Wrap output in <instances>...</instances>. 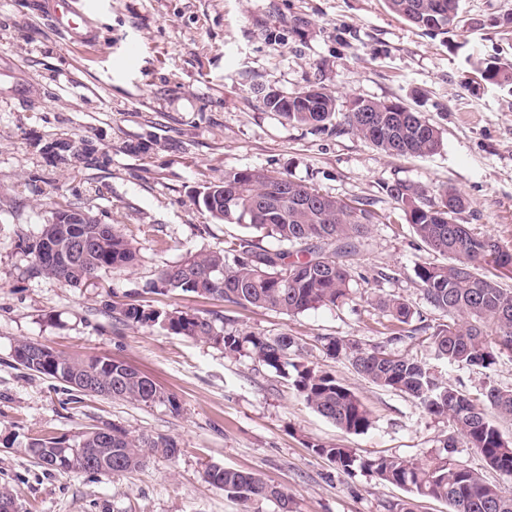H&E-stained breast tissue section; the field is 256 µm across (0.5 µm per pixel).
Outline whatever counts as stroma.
Segmentation results:
<instances>
[{
	"mask_svg": "<svg viewBox=\"0 0 512 512\" xmlns=\"http://www.w3.org/2000/svg\"><path fill=\"white\" fill-rule=\"evenodd\" d=\"M85 22L61 31L51 0H0V487L18 512H243L204 478L208 465L256 471L288 490L293 512H448L445 502L337 472L311 445L343 443L365 458L422 459L452 432L406 394L377 386L327 336L425 360L474 395L512 389V354L489 370L436 359L427 328L444 323L423 298L416 264L430 252L386 195V185L450 186L469 202L461 223L512 248V92L486 81L485 63L512 69V0H460V26L428 34L383 0H75ZM325 87L353 99L399 101L436 125L443 145L423 158L390 157L355 133L285 122L261 91ZM287 173L341 199L371 202L374 224L350 300L295 315L217 298L154 292L161 269L249 236L194 203L230 170ZM81 208L132 237L136 260L78 287L35 273L29 244L55 212ZM397 297L414 310L412 335L392 340L375 306ZM136 302L208 312L225 331L295 336L304 360L350 386L371 413L344 435L310 408L291 379L245 355L160 327L123 324ZM38 342L76 358L107 356L173 394L178 411L102 396L29 371L15 346ZM116 425L173 439L178 457L149 455L121 474L58 473L28 453L30 437L70 438Z\"/></svg>",
	"mask_w": 512,
	"mask_h": 512,
	"instance_id": "35a3bbf8",
	"label": "stroma"
}]
</instances>
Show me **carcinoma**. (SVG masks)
Returning <instances> with one entry per match:
<instances>
[{
	"mask_svg": "<svg viewBox=\"0 0 512 512\" xmlns=\"http://www.w3.org/2000/svg\"><path fill=\"white\" fill-rule=\"evenodd\" d=\"M448 13L459 12V0H385L389 11L418 29L448 32V25L436 23L434 6ZM265 106L289 123L316 129L334 124L370 141L391 157L415 158L436 154L442 147L438 127L421 112L409 108L400 112L402 121L392 125L383 101H366V112H345L336 121V100L326 88L314 95L300 91L283 101L271 93ZM387 195L399 206L415 234L428 250L444 255L448 263H419L414 273L424 300L444 313L448 322L433 328L426 337L434 355L448 363L465 362L491 369L499 354L512 352V288L503 287L496 270L512 266V249L492 235H476L457 223L466 210V198L453 187L429 188L396 182L386 185ZM454 210L436 216L435 207L446 201ZM200 209L212 219L242 224L271 238L265 247L260 240L235 238L224 248L191 255L163 268L153 289L160 292L196 293L219 298L238 306H253L299 314L321 306H335L351 294L353 271L342 258L356 254L369 226L386 216L369 208V203L347 202L325 195L314 186L296 181L288 174L270 175L260 169L224 173V181L211 183L197 195ZM86 235L95 239L85 253H71V238ZM56 245L66 262L45 266L41 262L44 241ZM34 269L65 286L76 287L108 269H120L135 260L136 250L126 235L112 224L92 218L89 224H47L29 246ZM376 305L393 322L410 323L411 306L396 297L381 296ZM119 320L132 325H158L168 333L212 342L227 355L246 354L259 365L277 373L293 368L292 385L320 416L346 435H361L372 425L369 410L341 380L300 360L295 338L282 333L268 338L255 332L227 333L216 318L200 312L161 311L139 303L119 310ZM324 353L345 358L358 373L374 384L403 392L419 401L427 413L448 418L454 435L442 450L424 461L378 457L364 459L345 444L310 443L309 447L338 471L351 475L365 470L379 481L407 488L419 495L448 502L450 512H512V498L502 496L466 464L453 458L463 445L475 450L490 468L512 476V443L505 440L490 418L494 412L512 417V390L495 386L472 397L448 384L429 365L416 357L398 355L377 346L368 349L357 340L328 337ZM15 361L25 369L69 381L87 377L98 381L99 395L143 404L164 405L176 411V398L148 376L130 365L107 357L78 359L62 352L44 354L30 341L14 349ZM102 427H88L74 443L81 448H102ZM112 473L140 466L149 453L178 457L181 449L174 440L129 435L112 425ZM62 439L37 435L28 448L38 463L58 472L82 471L81 465L55 467L52 460ZM206 480L224 490L244 507L271 501L278 512H293L292 498L283 488L267 483L260 474L212 464Z\"/></svg>",
	"mask_w": 512,
	"mask_h": 512,
	"instance_id": "carcinoma-1",
	"label": "carcinoma"
}]
</instances>
